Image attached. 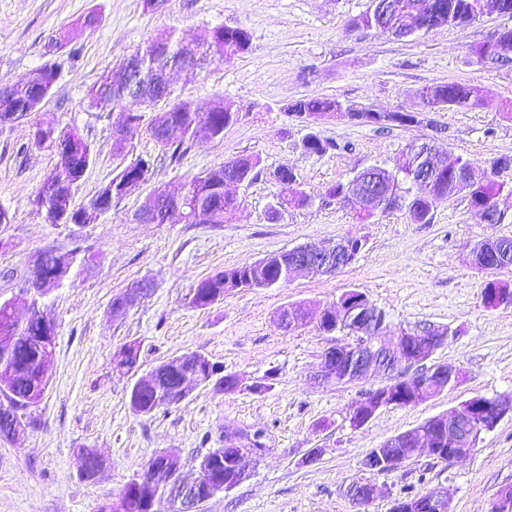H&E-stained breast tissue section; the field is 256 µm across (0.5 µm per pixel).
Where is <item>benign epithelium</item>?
Returning <instances> with one entry per match:
<instances>
[{
	"label": "benign epithelium",
	"instance_id": "obj_1",
	"mask_svg": "<svg viewBox=\"0 0 512 512\" xmlns=\"http://www.w3.org/2000/svg\"><path fill=\"white\" fill-rule=\"evenodd\" d=\"M335 116L353 121H378L386 113L367 109L363 112L347 110L337 112ZM141 186L137 179L135 163L127 165L125 177L102 188L106 196L120 197L134 192ZM359 251V245L351 240H343L328 246L313 247L301 245L291 250L288 260V274L295 276L300 272L316 273L324 268L328 261H337L346 266L352 262ZM148 291L140 285L129 292L119 295L112 301V315L117 316ZM36 313H28L24 320L26 325L38 327L43 336L56 335L52 319L38 306H30ZM316 320L320 330L332 332L338 328L348 329L353 341L329 348L323 354L315 372V379L323 384L342 386L352 383H364L379 373H395L397 380L389 385L377 388L373 396L357 403L350 416L355 427L365 425L381 408L398 404L402 407L417 405L437 392L448 389L459 381L460 372L452 365L436 364L425 371L426 377L417 374L407 376L400 373L404 365H419L428 361L445 343L448 330L431 327L424 332L392 334L389 343L379 342L384 322L377 317V311L367 300L364 293L347 290L336 300V306L321 310L318 316L304 309L300 313H288L289 327ZM163 365L179 373L182 398L190 394L188 383L196 385L210 381H221V369L202 354L193 353L165 361ZM512 413V401L501 398L474 396L458 407L440 416L426 420L425 425L413 432H404L388 440L383 447L373 448L363 460V467L372 474H387L397 469L405 461L403 452L396 445L403 444L414 452L427 451L434 456L448 454L455 461L473 451L483 433L496 427L500 420ZM448 433V447L435 448L428 436L431 428ZM247 437L233 430L224 434V462L229 467L230 475L224 484L211 492L198 491L194 484L179 478L176 467L172 466L174 458L169 456L162 464L161 474L164 480L154 481L152 490L179 504V512H192L200 502L212 497L216 491H228L247 478L244 461L249 456H256L261 449L245 444ZM378 492V486L371 480L357 482L349 486L347 494L355 503L369 502ZM394 512H450L445 491L436 487L426 494L411 500L395 503Z\"/></svg>",
	"mask_w": 512,
	"mask_h": 512
}]
</instances>
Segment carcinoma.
Masks as SVG:
<instances>
[{"instance_id": "cac0c4a2", "label": "carcinoma", "mask_w": 512, "mask_h": 512, "mask_svg": "<svg viewBox=\"0 0 512 512\" xmlns=\"http://www.w3.org/2000/svg\"><path fill=\"white\" fill-rule=\"evenodd\" d=\"M479 0H392L391 9L386 13L373 12L365 20L366 26L379 28L396 37L401 32H429L441 27L464 28L476 19ZM250 42L249 33L242 28H220L207 30L197 41V64L201 65L215 58L230 60L245 52ZM180 42L175 31H164L152 38L146 49L140 53L142 67L140 76L132 81H114L110 73L102 74L86 89L90 104L103 112L114 108L125 111L126 122L131 134L117 144V151L125 153L132 146V140L141 131H146L155 142L165 150L177 151L196 137L198 125L211 126L216 137L224 134V128L237 122L239 112L229 103L217 101L203 107L193 101L175 99L179 111L172 113L173 123L166 134L159 135L152 124H143V115L137 110V98L149 95L156 100L169 99L172 90L158 84V77L174 67ZM44 71L39 68L18 79L12 84L10 96L0 99V123L10 120L15 112L29 110L37 95L42 91ZM474 89L460 83H444L425 88L420 93L421 103L430 107L467 108L479 104L471 97ZM342 104L330 99H302L291 105L294 114H312L338 112ZM57 150L59 160L56 166L43 180L31 202L46 206L42 210L45 219L53 222L52 214L56 209L70 207L71 220L75 224H93L94 218L87 216L85 206H75L73 189L60 188L57 181L66 175L70 181L80 179L94 161L90 144L74 129L56 131L48 129L40 142ZM434 148L428 142L413 143L395 160L393 167L371 166L346 182H338L327 190L330 197L341 196L340 203L352 210L358 217L373 215L360 207V200L354 197V191L364 185L379 188L382 197L404 198L409 185L417 183L423 166L433 158ZM256 166V161L243 157L207 170L185 183L188 192L186 202L189 208L175 213L171 223L183 224H222L238 209V204L224 195V181L231 178L244 180ZM512 193V187L491 174L482 180L465 183L454 174L445 170L434 175L432 187L423 188V192L409 202V217L415 223L426 224L432 219L438 205L457 196H463L469 204L490 203L497 200L503 192ZM280 198L290 204L307 206L311 196L297 187L282 186ZM500 253L485 251L487 264L492 266L502 258L512 260V238H498ZM289 252L271 253L262 259L245 266L229 268L200 281V288L192 297L196 308L207 307L224 298V294L244 284L253 288H269L285 285ZM62 256L47 250L39 256L31 276L34 283L47 284L62 273ZM56 340L42 342L31 328L18 326L14 334L0 341V381L8 382L13 405L20 408L37 402L44 395L50 382V375L43 367L47 358L53 355ZM139 345L128 344L122 347L121 358L117 362L120 369H129L137 363ZM158 385L168 393L179 386V378L173 372L156 369ZM168 401L161 400L151 393L140 395L133 411L147 414ZM76 464L80 470L89 472L98 464L97 452L92 448H80L76 454ZM146 494L136 488L134 482H128L115 503H105L100 512H148L145 503Z\"/></svg>"}]
</instances>
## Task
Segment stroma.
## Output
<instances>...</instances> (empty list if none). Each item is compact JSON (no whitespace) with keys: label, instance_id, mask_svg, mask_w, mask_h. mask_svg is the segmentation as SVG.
Segmentation results:
<instances>
[{"label":"stroma","instance_id":"35a3bbf8","mask_svg":"<svg viewBox=\"0 0 512 512\" xmlns=\"http://www.w3.org/2000/svg\"><path fill=\"white\" fill-rule=\"evenodd\" d=\"M371 7L372 0H161L151 10L145 0H0V85L47 63L59 68L38 112L0 123V207L10 217L0 224V303H13L17 315H25L22 288L37 257L47 249L77 254L44 301L57 330L49 387L28 410L29 426L0 436V512H98L160 453L174 456L182 477L193 479L200 458L223 447L229 427L259 435L263 450L247 460L244 482L199 503L196 512H391L395 501L438 486L447 490L451 512H490L497 491L512 485V415L465 458L445 462L422 453L376 477L362 467L370 449L473 396L512 398V305L485 307L488 275L469 262L478 243L512 237V195L500 198L508 216L502 224L482 223L461 197L419 224L403 208L361 220L325 195L365 167L391 166L415 142L433 141L439 160L461 155L481 172L512 156V61L476 53L498 30L512 27V16L490 8L462 29L397 38L362 23ZM91 14L99 21L89 27ZM216 26L245 29L248 50L227 62L172 71L169 81L179 97L234 105L239 119L223 137L198 135L174 159L140 133L133 154L148 161L149 179L113 199L97 223L51 224L33 210L30 200L58 155L32 143L31 126L73 128L91 144L94 161L75 196L76 204L87 203L124 163L113 141L124 112L92 107L88 85L159 32L175 30L191 43ZM448 82L474 88L480 105L439 109L430 124L390 128L338 118L308 126L290 110L298 100L326 98L411 112L423 88ZM311 133L331 142V150L307 152L303 141ZM248 155L257 165L231 188L240 206L229 222L137 221L154 189H180ZM284 167L313 204H291L274 215L270 208L281 190L274 173ZM350 238L362 248L334 273H300L283 287L240 288L206 308L190 303L193 285L224 269ZM146 281L148 296L113 315V299ZM350 288L367 294L391 330L449 329L432 360L460 368V382L414 406L381 408L352 428V404L390 383V376L319 384L313 375L324 352L349 342L348 331L327 333L311 321L288 332L276 321L283 308L301 305L315 313ZM132 341L140 345L139 367L126 374L114 359ZM192 353L240 375L242 387L217 393L198 385L179 404L149 414L132 410L130 393L139 379ZM83 446L104 461L96 480L78 471L75 453ZM314 448L322 454L306 464ZM369 478L380 492L361 511L347 488Z\"/></svg>","mask_w":512,"mask_h":512}]
</instances>
